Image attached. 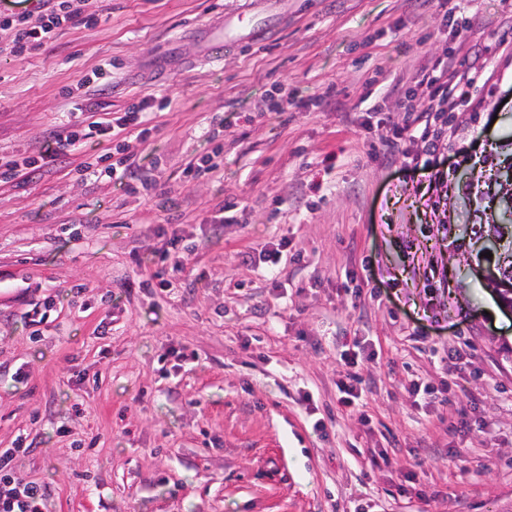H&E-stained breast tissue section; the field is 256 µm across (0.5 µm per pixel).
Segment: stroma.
<instances>
[{
    "label": "stroma",
    "instance_id": "35a3bbf8",
    "mask_svg": "<svg viewBox=\"0 0 512 512\" xmlns=\"http://www.w3.org/2000/svg\"><path fill=\"white\" fill-rule=\"evenodd\" d=\"M240 13L257 37L210 62L203 29ZM83 14L40 51L0 55V155H38L61 123L144 97L169 105L129 142L150 185L87 177L92 141L0 182L15 481L49 483L42 512H512V311L483 275L496 259L464 236L512 162V0H84ZM479 50L486 85L444 102L430 124L444 150L413 175L423 145L394 130L427 108L420 75L458 79ZM205 155L218 172L187 180ZM175 235L188 250L163 292L149 258ZM283 239L272 278L263 258ZM355 343L350 408L337 383ZM462 406L468 428L449 431Z\"/></svg>",
    "mask_w": 512,
    "mask_h": 512
}]
</instances>
